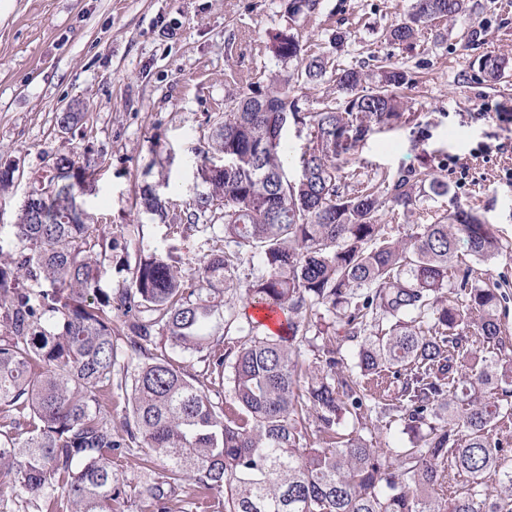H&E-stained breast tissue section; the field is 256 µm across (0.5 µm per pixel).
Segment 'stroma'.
<instances>
[{
	"mask_svg": "<svg viewBox=\"0 0 512 512\" xmlns=\"http://www.w3.org/2000/svg\"><path fill=\"white\" fill-rule=\"evenodd\" d=\"M412 2L317 0L292 24L288 0H0V162L19 175L0 195V225L16 223L48 158L70 153L95 161V189L83 208L115 241L103 292L126 287L139 255L156 248H176L193 264L204 259L220 227L170 236L136 210L135 193L165 180L166 198L182 208L200 182L195 150L209 118L229 98L266 87L282 67L273 37L289 29L307 53H327L333 68L373 74L388 61L413 78L402 120L361 138L348 168L375 187L410 167L447 182V194L422 196L415 214L384 210L392 237H408L459 205L494 226L499 254L483 263L463 252L457 264L471 268L477 285L501 284L507 299L498 314L512 340V78L490 80L478 65L487 56L512 64V0H469L470 21L438 23L408 47L386 41L385 30ZM340 32L347 38L337 51ZM74 100L86 103V117L61 130L57 115ZM364 427L385 453L408 444L393 415L348 419L341 430ZM145 454L134 447L116 456L126 494L115 512H152L143 486L160 478L165 461L143 469Z\"/></svg>",
	"mask_w": 512,
	"mask_h": 512,
	"instance_id": "1",
	"label": "stroma"
}]
</instances>
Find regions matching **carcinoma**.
I'll return each mask as SVG.
<instances>
[{"mask_svg": "<svg viewBox=\"0 0 512 512\" xmlns=\"http://www.w3.org/2000/svg\"><path fill=\"white\" fill-rule=\"evenodd\" d=\"M315 6L289 0L288 19ZM466 14V0H414L384 37L410 45L436 21L455 25ZM273 51L283 71L265 89L227 102L197 154L201 172L211 150L232 168L204 179L206 189L193 190L183 211H170L146 187L135 197L174 233L221 222L224 243L197 268L153 252L118 291L130 347L144 356L130 373L121 433L110 408L121 350L112 336V295L98 288L112 238L87 221L79 201L93 187L95 165L69 154L48 159L51 194L37 209L22 206L11 225L14 250L6 258L0 250V480L44 499L51 512H114L123 487L112 451L138 442L165 457L164 483L191 481L223 497L224 512H512L508 449L489 436L512 414V348L499 323V286H472L471 270H459L456 300L437 304L459 247L482 262L499 253L493 225L459 206L406 240L385 236L383 209L448 193L427 168L400 171L384 196L361 182L340 192L355 143L404 116L408 74L388 63L369 88L363 68L336 71L335 101L306 114L293 87L322 81L329 59L302 57L290 32ZM480 67L497 81L507 63L490 57ZM290 119L309 122L317 139L346 127L351 139L331 153H304L303 176L290 180L283 140ZM273 136L274 150L254 152ZM230 243L259 254L248 294L287 312V334L252 335L224 350L201 335L223 308L224 292L240 287V256L225 248ZM41 281L55 288L28 287ZM316 304L333 319L312 322ZM471 328L492 346L490 355L469 348ZM312 329L323 340V367L302 375L292 341ZM341 331L359 341L351 362L337 343ZM158 335L200 354L204 369L192 374L149 356ZM226 379L235 403L227 409L210 397ZM492 385L500 396L484 398ZM374 407L396 415L409 435L394 464L373 439L340 429ZM311 417L323 435L319 448L307 444ZM451 471L466 482L449 497ZM490 475L498 482L492 496Z\"/></svg>", "mask_w": 512, "mask_h": 512, "instance_id": "1", "label": "carcinoma"}]
</instances>
